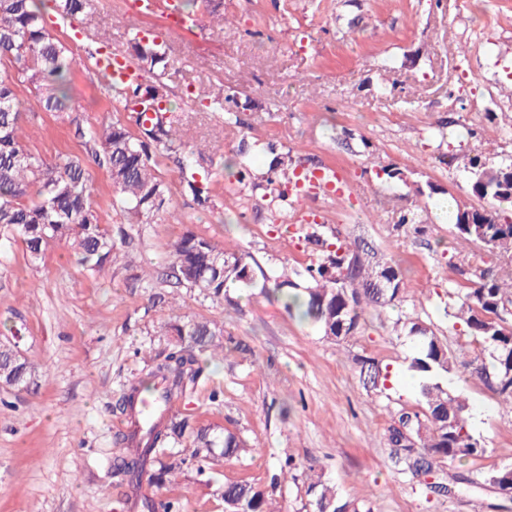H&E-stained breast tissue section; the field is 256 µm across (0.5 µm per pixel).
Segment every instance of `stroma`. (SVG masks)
Returning a JSON list of instances; mask_svg holds the SVG:
<instances>
[{"instance_id": "obj_1", "label": "stroma", "mask_w": 512, "mask_h": 512, "mask_svg": "<svg viewBox=\"0 0 512 512\" xmlns=\"http://www.w3.org/2000/svg\"><path fill=\"white\" fill-rule=\"evenodd\" d=\"M134 2L90 0L84 19L46 11L49 31L76 55L72 103L86 126L135 128L124 96L100 89L97 34L107 32L122 54L135 28L166 41L168 104L195 171L210 181L212 204L203 210L185 195L177 162L161 155L169 221L133 223L114 206L106 171L89 169L102 224L125 233L104 273L77 265L66 244L33 262L21 241L0 238V341L36 365L30 387L0 386V512H133L128 487L112 475L119 419L112 407L149 354L166 348L158 324L191 317L223 324L233 346L207 361V381L175 396L171 413L217 437L234 433L251 453L202 470L188 465L163 487L141 484L139 496L176 501L180 512H224V484L246 480L268 494L273 512H306L307 484L319 477L374 512H497L496 491L438 499L396 473L389 430L400 410L419 404L408 368L418 342L401 321L419 319L458 346L445 313L456 281L450 265L466 263L473 247L457 238L438 203L451 196L477 204L470 159L512 155V0H224L221 28L207 0H198L190 31L181 33ZM209 86L237 92L246 109L210 111L200 96ZM16 94L32 153L50 162L86 157L65 114L40 111L26 82ZM451 120L472 136L444 134ZM244 138L251 176L231 197L224 163ZM270 142L297 160L299 172L337 173L341 198L307 181L277 200L265 179ZM387 165L401 179L386 180ZM411 210L422 215V233L396 225ZM187 231L249 254L262 276L228 288L221 302L165 278L140 279L165 264L170 240ZM320 238L369 246L398 260L404 274L399 303L367 310L364 328L345 342L286 310L275 292L282 273L320 260ZM361 357L388 364L385 391L365 389ZM442 383L482 405L470 423L487 453L441 464L437 477H475L512 461V407L462 371ZM290 457L301 464L295 481L281 471Z\"/></svg>"}]
</instances>
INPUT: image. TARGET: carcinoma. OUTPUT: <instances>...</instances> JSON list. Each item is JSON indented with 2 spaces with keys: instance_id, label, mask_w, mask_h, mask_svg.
Wrapping results in <instances>:
<instances>
[{
  "instance_id": "1",
  "label": "carcinoma",
  "mask_w": 512,
  "mask_h": 512,
  "mask_svg": "<svg viewBox=\"0 0 512 512\" xmlns=\"http://www.w3.org/2000/svg\"><path fill=\"white\" fill-rule=\"evenodd\" d=\"M59 15L74 18L87 13L88 0H55ZM132 57L141 80L121 87L127 99L155 117L149 123L136 122L132 133L119 122L92 130L84 127L79 110L67 106L69 75L76 58L59 38L45 27L39 0H0V60L6 59L15 75L0 74V234L20 239L29 259L39 260L52 244L67 243L78 265L101 272L111 261L114 243L109 230L100 224L88 188L85 160L65 156L47 162L22 142V103L15 91V77L32 87L37 106L43 112H66L75 134L89 144L88 159L107 172L114 202L138 224H151L167 211L168 188L156 173L153 156L165 152L175 156L182 191L200 207L211 203V191L187 164V143L180 134V118L167 107L168 89L161 80L169 65L164 42L134 36ZM214 112H235L237 96L222 90L206 94ZM295 159L288 153L276 157V179L285 198ZM469 180L478 206L457 205L452 217L458 238L489 254L512 258V158L498 162L474 159ZM324 261L294 271L308 282L303 294L290 293L288 278L278 284L287 309L297 307L304 319L338 342L359 331L366 308L381 310L399 300L404 286L398 261H379L363 249L356 251L342 243L336 248L321 242ZM176 284L199 290L213 300H224L230 284H249L255 270L244 253H226L210 239L185 232L169 244ZM460 276L456 300L446 315L452 328L463 338L457 351L448 349L433 330L417 319L403 323L407 334L423 339V348L410 362L420 377V410L403 412L398 426L390 430L392 461L398 471L414 478L430 475L438 462L450 463L465 456L487 452L468 421L467 401L448 392L439 381L442 374L462 369L479 379L501 403L512 407V265L497 269L483 266L480 255L467 267L450 261ZM163 335L170 337L169 349L158 354L139 378L122 390L116 407L129 417L130 430L116 435L115 444L124 454L117 458L114 475L119 484H141L143 477L162 486L192 463L210 459L214 449L224 448L227 457L248 452L244 442L233 435L222 440L207 430L194 433L192 446L179 444L191 429L189 418L158 414L146 426L136 425L134 416L140 402L159 391L168 401L198 383L202 376L199 359L224 352V329L206 318L164 322ZM360 374L375 391L386 388L387 367L374 358L360 361ZM35 374L34 362L16 346L0 344V383L27 387ZM479 484L495 489L512 501V463L483 474ZM474 485L453 477L430 482L425 488L438 497L452 499ZM312 512H371L338 495L321 479L310 482ZM224 512H270L266 492L248 481L224 485Z\"/></svg>"
}]
</instances>
